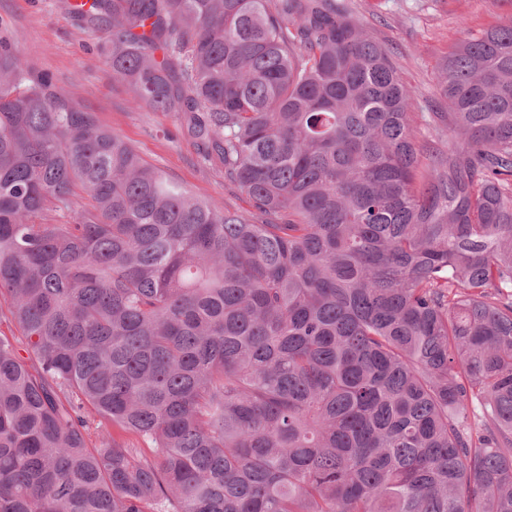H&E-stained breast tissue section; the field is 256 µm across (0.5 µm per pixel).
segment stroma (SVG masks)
<instances>
[{
    "mask_svg": "<svg viewBox=\"0 0 512 512\" xmlns=\"http://www.w3.org/2000/svg\"><path fill=\"white\" fill-rule=\"evenodd\" d=\"M66 3L0 0V38L20 51L30 79L49 76L62 98L94 112L144 162L191 193L251 211L223 165L203 161L194 140L178 133L174 114L134 105L131 86L112 78L105 34L81 29ZM353 10L412 91L409 110L415 115L446 111L436 94L438 65L457 43L512 20V0H353Z\"/></svg>",
    "mask_w": 512,
    "mask_h": 512,
    "instance_id": "1",
    "label": "stroma"
}]
</instances>
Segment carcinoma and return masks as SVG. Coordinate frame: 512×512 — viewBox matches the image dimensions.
I'll return each instance as SVG.
<instances>
[{"instance_id": "1", "label": "carcinoma", "mask_w": 512, "mask_h": 512, "mask_svg": "<svg viewBox=\"0 0 512 512\" xmlns=\"http://www.w3.org/2000/svg\"><path fill=\"white\" fill-rule=\"evenodd\" d=\"M73 15L254 212L0 43V512H512V22L418 139L349 0Z\"/></svg>"}]
</instances>
